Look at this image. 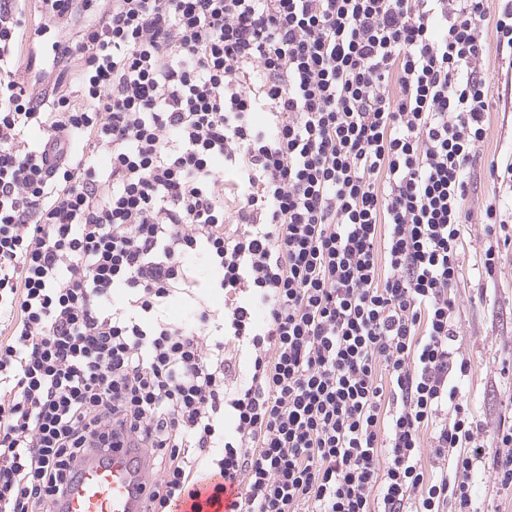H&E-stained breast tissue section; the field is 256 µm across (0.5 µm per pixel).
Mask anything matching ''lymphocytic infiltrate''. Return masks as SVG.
Returning a JSON list of instances; mask_svg holds the SVG:
<instances>
[{
  "mask_svg": "<svg viewBox=\"0 0 512 512\" xmlns=\"http://www.w3.org/2000/svg\"><path fill=\"white\" fill-rule=\"evenodd\" d=\"M14 2L0 512H58L112 448L146 451L148 512L204 486L231 512H471L477 475L512 486V426L486 441L459 397L448 295L483 29L512 51V0H39L46 61ZM198 264L248 301L212 314ZM228 341L251 362L232 393Z\"/></svg>",
  "mask_w": 512,
  "mask_h": 512,
  "instance_id": "1",
  "label": "lymphocytic infiltrate"
}]
</instances>
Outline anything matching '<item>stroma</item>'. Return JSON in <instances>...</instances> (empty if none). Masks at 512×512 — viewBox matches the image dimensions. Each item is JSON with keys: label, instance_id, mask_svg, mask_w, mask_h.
Instances as JSON below:
<instances>
[{"label": "stroma", "instance_id": "1", "mask_svg": "<svg viewBox=\"0 0 512 512\" xmlns=\"http://www.w3.org/2000/svg\"><path fill=\"white\" fill-rule=\"evenodd\" d=\"M485 72L492 106L486 137L466 170L463 277L452 290L456 307L458 353L470 364L464 398L483 434L512 424V186L490 175L491 161H512V59L501 53L495 36L486 40ZM494 205L505 224L499 265L492 276L481 274L477 254L490 228L482 224L486 205Z\"/></svg>", "mask_w": 512, "mask_h": 512}]
</instances>
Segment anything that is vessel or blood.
<instances>
[{"label": "vessel or blood", "mask_w": 512, "mask_h": 512, "mask_svg": "<svg viewBox=\"0 0 512 512\" xmlns=\"http://www.w3.org/2000/svg\"><path fill=\"white\" fill-rule=\"evenodd\" d=\"M138 448H115L107 461L90 458L62 502L63 512H143L148 490Z\"/></svg>", "instance_id": "obj_1"}]
</instances>
